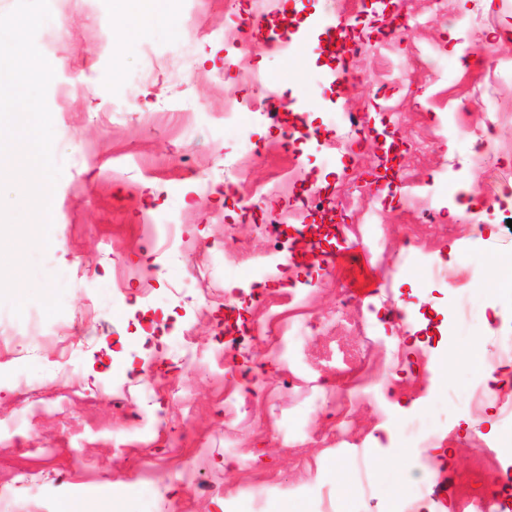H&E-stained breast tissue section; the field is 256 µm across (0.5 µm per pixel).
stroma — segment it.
<instances>
[{
    "label": "stroma",
    "instance_id": "1",
    "mask_svg": "<svg viewBox=\"0 0 512 512\" xmlns=\"http://www.w3.org/2000/svg\"><path fill=\"white\" fill-rule=\"evenodd\" d=\"M395 2L403 26L378 22V52L346 48L341 82L331 20L372 18L373 0H172L174 23L127 44L110 0H49L35 43L55 73L52 244L14 242L22 316L0 303L20 374L0 366V492L24 512H91L73 486L107 489L98 512H463L479 498L512 512V121L496 117L512 72L469 48L512 32V5L447 0L443 17L432 0ZM478 13L486 32L450 24ZM278 20L288 45L273 51ZM273 77L309 111L268 110ZM347 110L405 142L394 195L366 185L373 142L346 167ZM297 126L316 142L291 140ZM475 129L493 142L478 155ZM246 142L258 155L244 169ZM285 168L280 193L256 200ZM470 177L476 215L449 219ZM309 190L345 224L259 284L274 230L311 224ZM168 219L185 248L162 250ZM340 249L363 254L367 287L326 262Z\"/></svg>",
    "mask_w": 512,
    "mask_h": 512
}]
</instances>
